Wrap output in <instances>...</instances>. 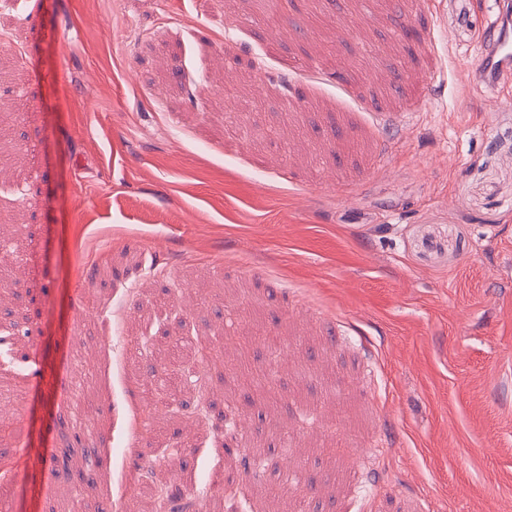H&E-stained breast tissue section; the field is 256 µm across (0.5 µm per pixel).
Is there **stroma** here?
I'll return each instance as SVG.
<instances>
[{
    "mask_svg": "<svg viewBox=\"0 0 512 512\" xmlns=\"http://www.w3.org/2000/svg\"><path fill=\"white\" fill-rule=\"evenodd\" d=\"M211 2L0 15V512H512V74L448 0ZM235 482L234 478L230 477L223 471L215 472L212 479L209 482V496H208V507L209 511L212 509L210 505L213 500H223L224 501V510L231 511V507L228 505V496L225 493V489ZM224 492V495H223ZM155 512H193L192 502L182 497L172 496L167 487L157 485L154 490Z\"/></svg>",
    "mask_w": 512,
    "mask_h": 512,
    "instance_id": "1",
    "label": "stroma"
}]
</instances>
